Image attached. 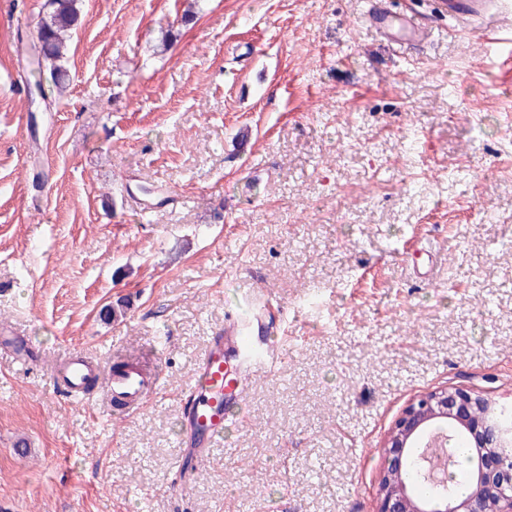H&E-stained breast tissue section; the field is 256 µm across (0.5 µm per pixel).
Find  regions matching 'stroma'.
<instances>
[{
    "instance_id": "35a3bbf8",
    "label": "stroma",
    "mask_w": 512,
    "mask_h": 512,
    "mask_svg": "<svg viewBox=\"0 0 512 512\" xmlns=\"http://www.w3.org/2000/svg\"><path fill=\"white\" fill-rule=\"evenodd\" d=\"M430 2L392 0L430 30L396 46L369 0H77L40 94L48 0H0V327L34 354H0V512H376L416 395L512 401V55ZM252 287L281 357L174 497L180 398ZM148 353L135 414L53 385ZM77 0H52L51 10L40 21L39 45L42 57L35 50L28 51V75L33 79L34 87L43 92L45 71L49 70L53 84L62 89L68 74L61 62L66 56V34L73 29L77 22ZM88 374H96L95 368L85 363L82 357L75 355L58 376V384L71 393H81L84 390L83 378Z\"/></svg>"
}]
</instances>
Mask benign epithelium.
Returning <instances> with one entry per match:
<instances>
[{"label": "benign epithelium", "mask_w": 512, "mask_h": 512, "mask_svg": "<svg viewBox=\"0 0 512 512\" xmlns=\"http://www.w3.org/2000/svg\"><path fill=\"white\" fill-rule=\"evenodd\" d=\"M496 407L494 399L464 387L437 388L413 398L383 444L377 512H512V456L503 449ZM435 426L462 433L475 449L464 497L425 500L405 480L413 450Z\"/></svg>", "instance_id": "benign-epithelium-1"}]
</instances>
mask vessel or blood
Listing matches in <instances>:
<instances>
[{
	"mask_svg": "<svg viewBox=\"0 0 512 512\" xmlns=\"http://www.w3.org/2000/svg\"><path fill=\"white\" fill-rule=\"evenodd\" d=\"M434 10L461 29L480 30L488 50L495 51L512 42V0H434ZM370 18L396 41L418 42L425 35L422 25L396 15L385 0H378ZM246 300L250 305L248 319L227 322L214 331L187 389L181 417L184 461L178 466L181 480L172 487L175 494L185 492L195 469L210 460L233 410L242 406L246 397L245 371H265L273 354L262 336L275 326L278 307L260 290L252 291ZM92 371L82 357H73L59 375L58 383L70 392L80 393L84 377ZM161 378V370L148 374L133 366L109 374L102 384L101 397L118 402L122 413L132 414L158 393Z\"/></svg>",
	"mask_w": 512,
	"mask_h": 512,
	"instance_id": "vessel-or-blood-1",
	"label": "vessel or blood"
}]
</instances>
